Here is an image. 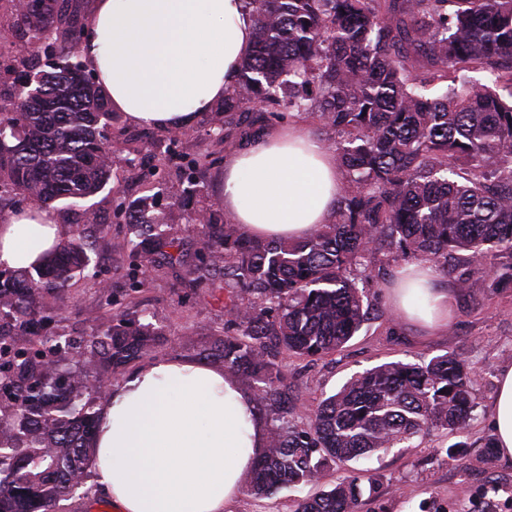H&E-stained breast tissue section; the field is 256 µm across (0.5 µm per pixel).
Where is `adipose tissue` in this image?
Returning a JSON list of instances; mask_svg holds the SVG:
<instances>
[{
	"mask_svg": "<svg viewBox=\"0 0 512 512\" xmlns=\"http://www.w3.org/2000/svg\"><path fill=\"white\" fill-rule=\"evenodd\" d=\"M255 38L243 0H95L81 53L112 109L164 130L193 125L237 82ZM341 183L335 155L301 126L271 128L224 163V211L241 233L298 239L329 223ZM32 206L0 225V268L39 263L61 235ZM428 265L407 266L397 313L448 321ZM498 450L512 460V367L493 405ZM267 432L252 395L222 367L159 359L111 386L93 440L95 482L115 512H233Z\"/></svg>",
	"mask_w": 512,
	"mask_h": 512,
	"instance_id": "obj_1",
	"label": "adipose tissue"
}]
</instances>
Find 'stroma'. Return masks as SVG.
<instances>
[{
	"mask_svg": "<svg viewBox=\"0 0 512 512\" xmlns=\"http://www.w3.org/2000/svg\"><path fill=\"white\" fill-rule=\"evenodd\" d=\"M107 136L113 149L150 165L146 171L122 164L115 168L112 182L121 196L132 200L149 190L157 193L188 251L196 252L194 217L198 209L219 205L224 160L241 144L240 127L209 111L195 122L191 137L173 144L169 132L135 124L118 113ZM204 152L210 153L212 166L192 174V163ZM191 182L196 192L190 202H182ZM91 202L111 225L91 256L99 275L79 280L62 293L56 312L44 324L46 332L63 336L79 350L109 313L135 317L145 312L169 340L156 358L199 360L200 346L224 333L228 316L223 293L182 288L176 269L151 272L143 287H134L128 252L120 247L125 221L115 213L112 195L104 191ZM406 264V258L383 252L372 258L371 277L364 283L372 304L370 318L343 348L314 360L284 356V373L298 396L289 421L307 426L312 409L356 372L388 361L420 363L447 352L462 354L477 376V407L464 435L469 445L465 457H448L449 441L438 432L416 447L384 454L369 473L373 488L364 492L360 512H512V461L485 446L493 435L491 404L498 378L512 366V288L493 290L485 281H474L466 295L452 294L447 324L429 330L399 318L390 301L393 277Z\"/></svg>",
	"mask_w": 512,
	"mask_h": 512,
	"instance_id": "1",
	"label": "stroma"
}]
</instances>
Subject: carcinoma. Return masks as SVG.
Wrapping results in <instances>:
<instances>
[{
  "label": "carcinoma",
  "instance_id": "cac0c4a2",
  "mask_svg": "<svg viewBox=\"0 0 512 512\" xmlns=\"http://www.w3.org/2000/svg\"><path fill=\"white\" fill-rule=\"evenodd\" d=\"M12 4L14 42L30 47L0 104V202L23 197L74 206L103 191L121 158L106 128L112 108L78 60L84 26L70 0ZM255 23L241 89L217 111L228 120L318 112L338 139L345 172L334 220L297 241L243 236L213 209L198 212L200 249L183 242L155 196L121 204L124 245L140 270L183 269L187 288L225 292L234 313L202 354L249 384L270 417L267 447L245 486L269 498L322 483L331 462H368L412 448L435 430L464 432L476 380L464 356L389 361L350 377L313 409L310 427H285L293 395L281 357L320 358L368 320L357 272L382 250L430 263L458 292L475 276L512 288V0H245ZM482 71L488 83L471 81ZM445 85L439 96L427 90ZM507 91L503 96L500 91ZM72 224L37 266L0 273V512H58L91 460L98 392L87 372L63 364L68 343L40 333L55 301L89 271L96 212ZM462 252L467 272L448 256ZM152 324L115 313L87 341L83 365L112 372L152 353ZM37 347L30 356L22 345ZM358 476L300 498L295 512H357Z\"/></svg>",
  "mask_w": 512,
  "mask_h": 512
}]
</instances>
